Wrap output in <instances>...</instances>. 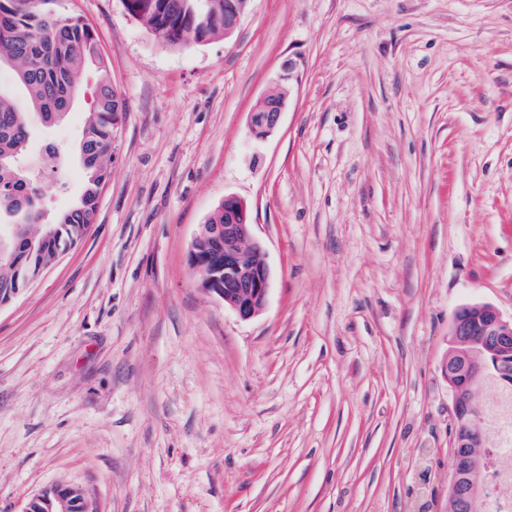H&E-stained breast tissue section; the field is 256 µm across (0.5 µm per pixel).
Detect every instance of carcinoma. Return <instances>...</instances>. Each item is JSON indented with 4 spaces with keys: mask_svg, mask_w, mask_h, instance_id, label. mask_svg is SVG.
<instances>
[{
    "mask_svg": "<svg viewBox=\"0 0 512 512\" xmlns=\"http://www.w3.org/2000/svg\"><path fill=\"white\" fill-rule=\"evenodd\" d=\"M0 0V66L16 68L29 104L43 120L54 123L67 116L70 96L79 92L87 67L100 71L93 107L86 112L77 152L87 156L80 165L82 192L70 208L58 213L53 225L42 222L37 175L19 172L15 160L27 161L30 129L27 113L14 96L0 89V222L34 240L31 253H19L0 263V304L11 298L8 289L34 280L61 252L77 244L95 223L101 191L112 167V146L121 99L112 88L91 24L81 18L60 17L45 8L51 0ZM231 0H125L129 13L174 47L224 35V11ZM198 248L210 256L199 271L206 280L224 255L211 251L205 239Z\"/></svg>",
    "mask_w": 512,
    "mask_h": 512,
    "instance_id": "carcinoma-1",
    "label": "carcinoma"
}]
</instances>
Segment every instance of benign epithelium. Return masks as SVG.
I'll use <instances>...</instances> for the list:
<instances>
[{
    "mask_svg": "<svg viewBox=\"0 0 512 512\" xmlns=\"http://www.w3.org/2000/svg\"><path fill=\"white\" fill-rule=\"evenodd\" d=\"M250 0H234L224 13V37H229L239 25ZM287 97L277 99L268 112H251L249 134L255 139L267 137L279 124ZM251 221L246 203L235 196L224 197V223L202 224L196 238H214L224 242V282H206V290L244 320L260 314L267 303L271 273L265 252L251 233ZM449 336L467 351L450 355L443 371L453 397L455 426L480 437L483 431L481 408L473 401V388L479 384L512 385V317L507 319L489 303L469 307V317H454ZM467 485L471 512L479 509L486 499L484 481L473 476L469 467L455 469L453 481ZM41 512H75L85 501L83 490L67 483L55 484L36 496Z\"/></svg>",
    "mask_w": 512,
    "mask_h": 512,
    "instance_id": "benign-epithelium-1",
    "label": "benign epithelium"
}]
</instances>
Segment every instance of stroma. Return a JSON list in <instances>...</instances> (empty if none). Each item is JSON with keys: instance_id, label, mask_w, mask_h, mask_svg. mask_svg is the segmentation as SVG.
Listing matches in <instances>:
<instances>
[{"instance_id": "stroma-1", "label": "stroma", "mask_w": 512, "mask_h": 512, "mask_svg": "<svg viewBox=\"0 0 512 512\" xmlns=\"http://www.w3.org/2000/svg\"><path fill=\"white\" fill-rule=\"evenodd\" d=\"M95 29L125 103L87 235L0 306V512H448L456 311L512 316V0H250L229 38ZM69 116L31 113L45 216L80 196ZM278 127L250 114L277 86ZM271 272L244 320L189 249L224 196ZM266 96L258 102L253 112H251L249 134L254 139H264L278 126L281 114L285 109L288 94L277 99V104L273 110L262 112L263 109H260L256 112L257 106L261 102L268 100V97L265 98ZM83 490L75 485L67 483L55 484L47 488L42 494L31 501L41 504L39 512H75L80 502H85ZM77 512H85L83 505L77 506Z\"/></svg>"}]
</instances>
